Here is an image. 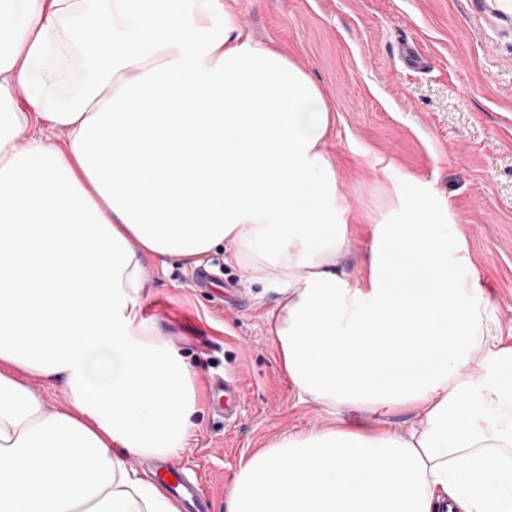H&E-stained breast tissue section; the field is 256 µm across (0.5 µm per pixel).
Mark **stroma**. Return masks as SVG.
Returning <instances> with one entry per match:
<instances>
[{"label": "stroma", "instance_id": "obj_1", "mask_svg": "<svg viewBox=\"0 0 512 512\" xmlns=\"http://www.w3.org/2000/svg\"><path fill=\"white\" fill-rule=\"evenodd\" d=\"M248 33L275 45L323 88L335 126L325 152L337 191L359 222H403L399 176L410 173L446 202L468 238L503 329L512 328V33L490 39L468 0H226ZM432 58L417 72L398 60L402 41ZM218 285L194 288L191 265L148 261L145 314L195 368L236 374L243 401L236 420L202 396L198 427L177 462L198 472L212 502L242 457L291 431L327 422L300 403L268 332L281 299L246 282L218 247L203 257Z\"/></svg>", "mask_w": 512, "mask_h": 512}]
</instances>
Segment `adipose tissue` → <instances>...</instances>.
<instances>
[{
    "label": "adipose tissue",
    "mask_w": 512,
    "mask_h": 512,
    "mask_svg": "<svg viewBox=\"0 0 512 512\" xmlns=\"http://www.w3.org/2000/svg\"><path fill=\"white\" fill-rule=\"evenodd\" d=\"M35 119L61 141L18 145ZM332 125L224 0H0V512H179L128 465L200 411L145 267L219 245L281 293L282 369L333 419L242 459L225 512H512V345L469 242L417 189L341 270Z\"/></svg>",
    "instance_id": "obj_1"
}]
</instances>
